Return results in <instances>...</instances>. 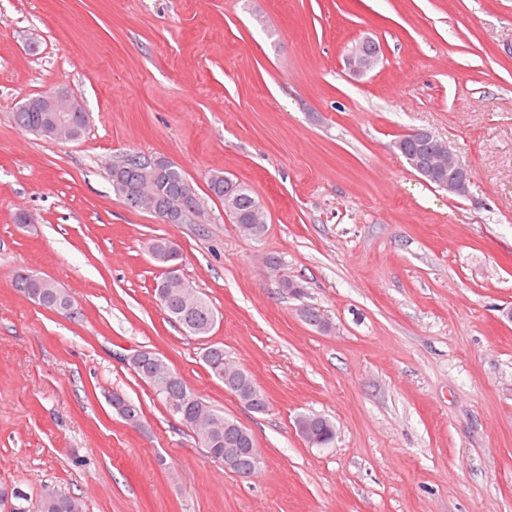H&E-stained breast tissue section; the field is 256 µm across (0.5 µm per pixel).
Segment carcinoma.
I'll list each match as a JSON object with an SVG mask.
<instances>
[{
  "mask_svg": "<svg viewBox=\"0 0 512 512\" xmlns=\"http://www.w3.org/2000/svg\"><path fill=\"white\" fill-rule=\"evenodd\" d=\"M45 116L44 112H14L12 120L19 130L46 138L48 133ZM394 148L413 170L422 168L424 153L418 144L417 136L406 134L399 137L394 141ZM110 177L113 181L120 178L131 184L146 180L147 193L161 204L182 214L190 213L203 223L208 221L197 184L179 166L170 164L154 169H143L138 164L126 168L114 166L110 171ZM206 186L208 197L224 206L225 214L236 224L242 236L254 241L265 236L266 230L262 229V226L267 223V215L251 186L225 176L220 170L208 173ZM148 249L157 256V262L160 264L179 263L180 249L165 238L150 240ZM30 273L31 270L20 268L13 274L14 287L18 291L28 296L39 292L45 295L50 291L54 293L50 300L71 302L70 295L54 282H38L31 278ZM156 298L169 318L182 329L192 330V336L205 338L213 330L217 321L214 307L186 279L181 278L169 284L159 282L156 287ZM202 360L210 376L223 383L224 387L248 408L259 413L268 408L267 400L251 374L240 366L234 367L226 362L223 345L211 344L206 347ZM167 369L169 365L163 361L156 366L146 363L133 368V371L141 380L150 384L154 372ZM152 390L168 410H173L176 405L181 407L186 413L183 425L195 434L201 447L210 457L224 461V439L240 436L237 421L224 416L223 412L214 408L181 377L164 391L155 386ZM315 427L316 439L313 447L323 448L333 443L336 426L330 419L324 416L317 417ZM58 494L66 497L68 506L65 507V512H84L81 500L58 489L46 490L41 495V512H60L56 499Z\"/></svg>",
  "mask_w": 512,
  "mask_h": 512,
  "instance_id": "obj_1",
  "label": "carcinoma"
}]
</instances>
